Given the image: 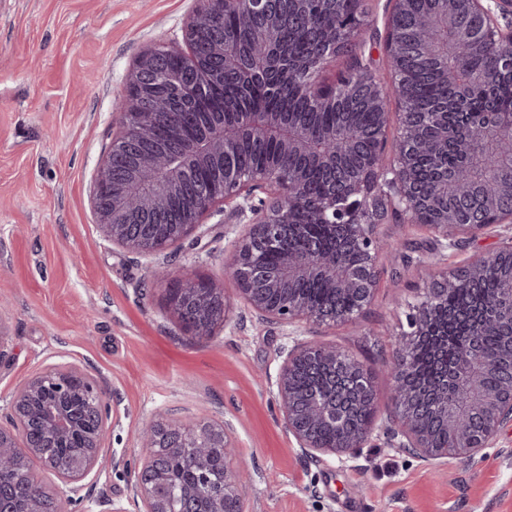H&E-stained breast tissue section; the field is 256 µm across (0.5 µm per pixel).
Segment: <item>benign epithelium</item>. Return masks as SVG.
Returning a JSON list of instances; mask_svg holds the SVG:
<instances>
[{"instance_id": "7a95c632", "label": "benign epithelium", "mask_w": 512, "mask_h": 512, "mask_svg": "<svg viewBox=\"0 0 512 512\" xmlns=\"http://www.w3.org/2000/svg\"><path fill=\"white\" fill-rule=\"evenodd\" d=\"M198 8L185 28L184 46L153 44L142 50L125 76L119 132L112 136L107 152L98 164L91 194V206L104 240L131 253L153 255L181 243L192 235L204 234L202 219L221 206L235 204L241 214L250 212L249 230L238 241L228 262V275L245 304L266 320L290 325L309 322L319 325L353 321L363 313L376 288V267L381 252L395 243L376 236L379 224H416L432 232L440 241L456 244L476 239L498 224L512 223V181L497 180L487 172L483 199L463 215L441 205L456 187L448 172H438L435 189L421 193L412 176L415 155L427 149L422 130L430 122L443 126L448 140V123L442 112H408L405 81L397 69L400 37L387 23L385 51L391 67V82L362 83L366 68L355 60L333 79L324 77L336 55H328L315 69L296 67L284 79L298 82V88L312 104L327 109L344 98L356 97L377 113L379 120L370 134L373 150L363 160L357 174L347 176L343 161L359 151L361 139L352 128L335 134L330 148L314 142V137L293 118L278 112H260L244 124L229 126L220 119L191 140H162L155 136L161 123L177 125L182 112L173 100L156 96L160 86H189L197 94L205 91L216 76L211 66L229 73L242 62L224 43V18L239 14L249 22L257 17L264 25L255 33L251 65L262 68L275 42L276 21L282 15L280 0H197ZM421 0H393L392 16L414 19L416 46L423 58L437 62L453 50L464 54L470 38L463 26L464 15L478 18L485 42L498 50L500 64L512 70V23L503 27L500 16L512 17V0H440L441 7L416 11ZM200 49L202 61H194L181 74L167 68L165 57L174 52L193 56ZM395 99L399 111L387 110ZM396 122L399 133L387 138V127ZM274 139L283 155L306 154L328 170L334 180L329 195L316 217L331 233L332 248L323 239L312 237L302 247L304 225L294 223L303 209L305 189L301 173L286 171L279 163L250 175L238 173L198 188L177 209L167 200L191 175L190 163L218 165L234 152L242 139ZM266 190V198L252 203L255 189ZM277 247L281 262L266 266L261 254ZM512 261V237L501 247L476 257L455 271L429 269L424 299L410 318V331L403 334L399 349L387 365L392 396V416L398 428L386 429L389 445L424 462L473 458L486 448L497 432L512 424V347L489 352L473 344L462 357L466 373L460 386V403L448 407V370L431 384L414 381L410 355L428 336V323L448 294L467 282H477L487 273ZM316 278L340 296L350 299L345 312L334 306L318 308L291 286ZM167 305L178 322L198 338L209 337L224 325L227 298L224 288L192 276L180 279L169 290ZM320 370L321 380L304 391L300 379ZM495 374L489 386L485 379ZM272 385L280 404L282 419L302 454L311 458L329 456L342 459L357 455L369 441L374 423L365 420L376 407L375 390L363 365L332 345L304 342L285 355ZM13 428H0V468L14 470L9 479L0 477V512H62L55 495L43 490L28 470L32 457L44 458L46 437L54 448H82L69 470L58 473L62 484L77 492L98 464L101 443L107 432V417L100 382L75 365H52L17 388L10 402ZM325 427L335 429L338 439L330 447L319 439ZM448 433L456 445L446 447L439 438ZM148 449L132 484L133 500L139 512H173L162 462L163 449L197 448L192 466H211L205 458L209 448L224 449L221 460L224 477L219 489L187 485L179 493L178 512H244L248 492L230 467L233 447L218 424L186 427L162 420L141 433Z\"/></svg>"}]
</instances>
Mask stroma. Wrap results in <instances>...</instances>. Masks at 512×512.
Returning <instances> with one entry per match:
<instances>
[{
  "label": "stroma",
  "mask_w": 512,
  "mask_h": 512,
  "mask_svg": "<svg viewBox=\"0 0 512 512\" xmlns=\"http://www.w3.org/2000/svg\"><path fill=\"white\" fill-rule=\"evenodd\" d=\"M353 42L368 71L386 80L390 0H368ZM196 0H0V426L16 388L53 364L100 377L111 402L96 475L76 493L37 458L29 470L58 492L64 512H101L103 501L138 512L130 491L145 450L139 434L173 419L224 425L237 452L246 512H512V426L475 460L434 467L373 434L362 454L315 461L286 429L272 379L298 341L337 345L371 376L380 414L390 407L383 365L423 299L419 259L456 269L512 235L508 227L459 248L428 230L382 224L398 253L382 257L370 306L354 323L281 326L240 299L224 265L248 216L203 219L201 244L185 240L142 257L105 241L91 208L92 180L117 129L125 75L153 42H181ZM190 272L224 285L227 318L198 339L170 315L168 282Z\"/></svg>",
  "instance_id": "1"
}]
</instances>
